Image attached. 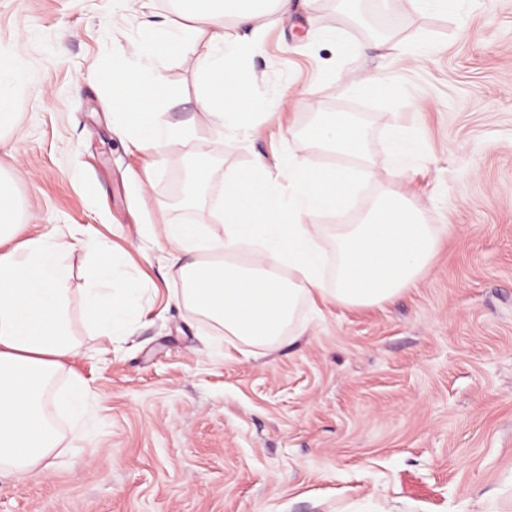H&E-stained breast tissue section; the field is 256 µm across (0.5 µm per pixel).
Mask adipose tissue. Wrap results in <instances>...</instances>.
<instances>
[{
    "label": "adipose tissue",
    "mask_w": 512,
    "mask_h": 512,
    "mask_svg": "<svg viewBox=\"0 0 512 512\" xmlns=\"http://www.w3.org/2000/svg\"><path fill=\"white\" fill-rule=\"evenodd\" d=\"M179 2L209 27L213 45L201 65L199 116L230 132L248 126L255 104L237 74V28L261 30L269 12L288 15L292 0ZM231 19L236 22L232 28L227 25ZM187 37V30L165 28L161 40L137 43L129 63L113 74L114 112L141 150L160 151L185 134L158 110L171 92L157 64L156 45L178 48ZM303 138L334 153L363 156L365 131L347 112L319 113ZM285 165L291 180L285 196L269 182L266 160L259 155L247 178L225 180L224 196L214 207L223 236L209 235L198 224L163 227L174 247L173 260L202 257L181 270L182 302L245 346L270 347L284 334L304 333L297 311L320 300L345 307L394 300L427 271L446 232L424 223L395 190L377 193L360 223L303 222L309 213L343 210L356 191L358 172L347 165L312 167L295 157ZM14 209L11 183L0 178V479L21 480L47 476L68 452L46 420V405L65 409L81 425L93 395L81 382L64 392L48 389L62 359L77 355L79 348L69 328L68 269L61 261L70 243L61 231L21 236ZM325 238L332 245L328 253L320 246ZM84 246L98 257L86 290L87 316L96 336L108 341L125 330L142 288L129 281L115 284L104 246L94 239ZM328 265L333 275L327 279Z\"/></svg>",
    "instance_id": "ef3b65f1"
}]
</instances>
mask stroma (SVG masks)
Returning a JSON list of instances; mask_svg holds the SVG:
<instances>
[{
    "label": "stroma",
    "mask_w": 512,
    "mask_h": 512,
    "mask_svg": "<svg viewBox=\"0 0 512 512\" xmlns=\"http://www.w3.org/2000/svg\"><path fill=\"white\" fill-rule=\"evenodd\" d=\"M362 6L367 22L353 23L340 0H294L261 39L240 28L255 115L226 137L196 120L209 33L175 0H0V55L21 75L4 89L14 116L0 127V170L14 177L22 235L103 240L118 278L147 286L128 335L100 343L83 320L95 257L63 255L81 352L55 386L77 378L96 393L91 433L73 435L54 411L73 452L47 478L1 481L0 512H512V0H461L447 15L403 0ZM161 21L193 32L161 54L172 94L162 110L190 135L149 155L116 127L112 76ZM374 23L406 52L378 47ZM332 24L365 53L324 38ZM376 72L391 79L386 95L348 91ZM317 112L355 113L376 178L353 211L316 223H352L384 185L448 233L393 302L303 308L304 336L247 355L175 302L180 267L151 232L223 235L213 196L190 212L170 202L189 158L220 184L262 154L283 192L288 154L347 164L303 142ZM397 125L418 146L406 178L388 144Z\"/></svg>",
    "instance_id": "1"
}]
</instances>
